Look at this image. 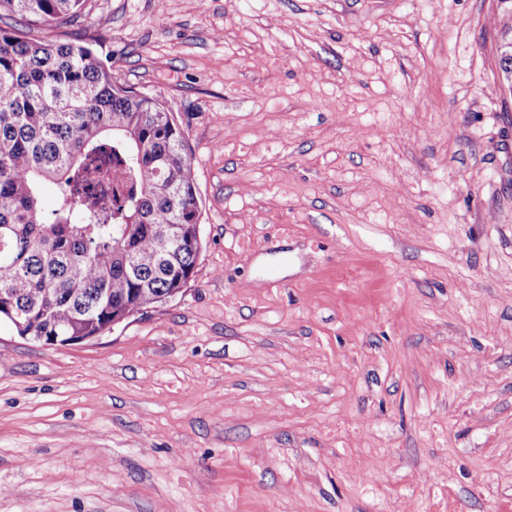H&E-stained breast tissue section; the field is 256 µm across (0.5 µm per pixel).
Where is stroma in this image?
I'll use <instances>...</instances> for the list:
<instances>
[{
  "instance_id": "stroma-1",
  "label": "stroma",
  "mask_w": 512,
  "mask_h": 512,
  "mask_svg": "<svg viewBox=\"0 0 512 512\" xmlns=\"http://www.w3.org/2000/svg\"><path fill=\"white\" fill-rule=\"evenodd\" d=\"M56 27L186 134L181 299L0 322V512H512L500 0H88Z\"/></svg>"
}]
</instances>
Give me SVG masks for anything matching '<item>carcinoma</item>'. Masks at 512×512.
<instances>
[{"instance_id": "carcinoma-1", "label": "carcinoma", "mask_w": 512, "mask_h": 512, "mask_svg": "<svg viewBox=\"0 0 512 512\" xmlns=\"http://www.w3.org/2000/svg\"><path fill=\"white\" fill-rule=\"evenodd\" d=\"M87 0H0L45 26ZM62 192L47 213L41 186ZM184 131L81 42L0 27V320L20 336H102L187 287L201 243ZM181 225L159 249L151 226Z\"/></svg>"}]
</instances>
